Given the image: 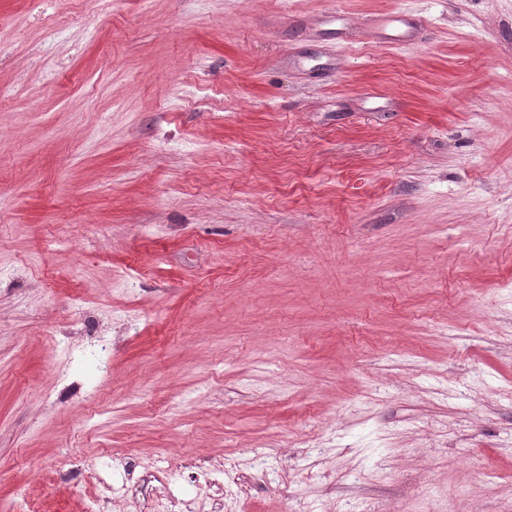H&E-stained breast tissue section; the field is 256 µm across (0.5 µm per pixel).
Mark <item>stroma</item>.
Wrapping results in <instances>:
<instances>
[{
	"instance_id": "stroma-1",
	"label": "stroma",
	"mask_w": 512,
	"mask_h": 512,
	"mask_svg": "<svg viewBox=\"0 0 512 512\" xmlns=\"http://www.w3.org/2000/svg\"><path fill=\"white\" fill-rule=\"evenodd\" d=\"M512 512V0H0V512Z\"/></svg>"
}]
</instances>
